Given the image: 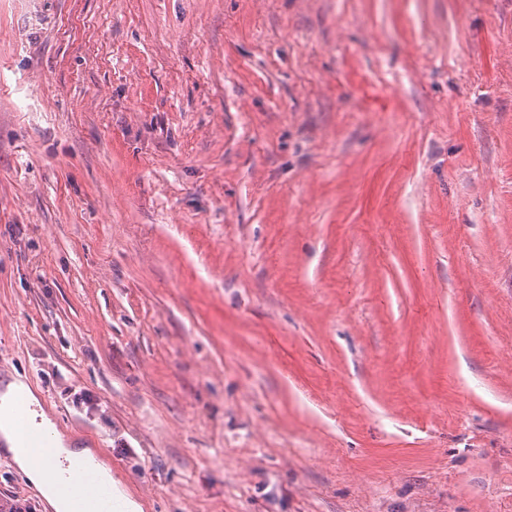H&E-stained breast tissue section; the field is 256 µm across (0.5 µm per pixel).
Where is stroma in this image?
I'll use <instances>...</instances> for the list:
<instances>
[{
    "instance_id": "obj_1",
    "label": "stroma",
    "mask_w": 512,
    "mask_h": 512,
    "mask_svg": "<svg viewBox=\"0 0 512 512\" xmlns=\"http://www.w3.org/2000/svg\"><path fill=\"white\" fill-rule=\"evenodd\" d=\"M0 355L138 512H512V0H0Z\"/></svg>"
}]
</instances>
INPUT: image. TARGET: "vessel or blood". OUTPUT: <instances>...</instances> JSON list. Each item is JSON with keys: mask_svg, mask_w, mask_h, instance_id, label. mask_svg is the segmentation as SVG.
I'll use <instances>...</instances> for the list:
<instances>
[{"mask_svg": "<svg viewBox=\"0 0 512 512\" xmlns=\"http://www.w3.org/2000/svg\"><path fill=\"white\" fill-rule=\"evenodd\" d=\"M12 412L16 442L8 444L0 436V459L6 458V448L11 445L19 454L30 456L46 465H57L60 477L66 484L77 489L72 512H85L90 505L95 507L96 512H117L111 488L101 481L87 455L78 454L68 458L59 456L52 433L38 432L32 427L33 408L25 397L14 396Z\"/></svg>", "mask_w": 512, "mask_h": 512, "instance_id": "1", "label": "vessel or blood"}]
</instances>
